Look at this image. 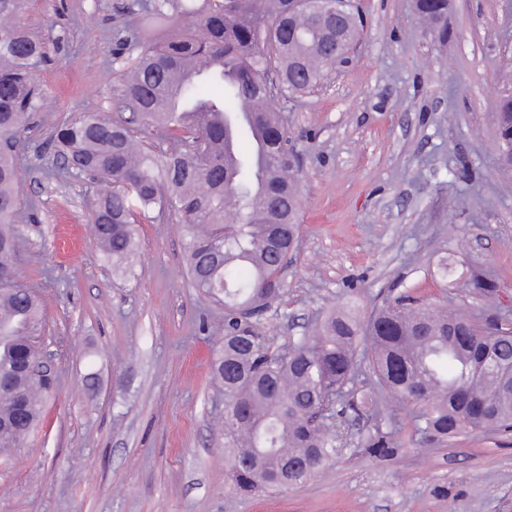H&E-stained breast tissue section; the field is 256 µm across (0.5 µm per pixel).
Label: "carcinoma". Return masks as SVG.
<instances>
[{"label": "carcinoma", "mask_w": 512, "mask_h": 512, "mask_svg": "<svg viewBox=\"0 0 512 512\" xmlns=\"http://www.w3.org/2000/svg\"><path fill=\"white\" fill-rule=\"evenodd\" d=\"M26 0H0V451L25 445L52 388L28 365L42 352L36 292L18 281L22 237L18 135L40 108L32 69L43 43L14 18ZM312 0H140L123 65L127 109L168 142L137 145L123 123L89 115L56 124L58 174L95 180L92 232L112 261L133 250L135 214H172L187 238L191 287L224 305V337L213 370L224 383V455L241 493L290 489L336 456V438L313 421L328 401L341 414L349 384L375 386L418 410L430 440L512 430V376L489 355L512 361V328H484L469 314L388 300L361 320L341 309L315 322L285 353L271 349L251 319L285 293L288 254L298 242L299 178L288 162L280 102L317 87L331 67L327 48L349 50L360 34L347 18L310 13ZM432 30L447 32L448 0H416ZM190 19L192 28L152 46L153 34ZM254 106L252 125L235 118ZM503 154L512 158V88L498 102Z\"/></svg>", "instance_id": "obj_1"}]
</instances>
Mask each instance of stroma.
Returning <instances> with one entry per match:
<instances>
[{"label": "stroma", "instance_id": "35a3bbf8", "mask_svg": "<svg viewBox=\"0 0 512 512\" xmlns=\"http://www.w3.org/2000/svg\"><path fill=\"white\" fill-rule=\"evenodd\" d=\"M135 2L27 0L17 17L48 52L32 73L43 118L20 136V200L35 208L17 270L42 296L55 381L35 434L0 459V512H512V438L424 441L386 393L338 418L336 457L305 484L232 492L211 371L224 308L191 287L180 224L138 218L136 250L113 270L88 181L50 175L46 115L123 116L112 59ZM353 3L364 31L349 63L283 104L300 237L260 331L278 349L316 315L364 318L400 295L512 323V167L496 120L512 0H449L444 39L413 0ZM482 276L495 288H472ZM377 436L384 450L370 448Z\"/></svg>", "mask_w": 512, "mask_h": 512}]
</instances>
